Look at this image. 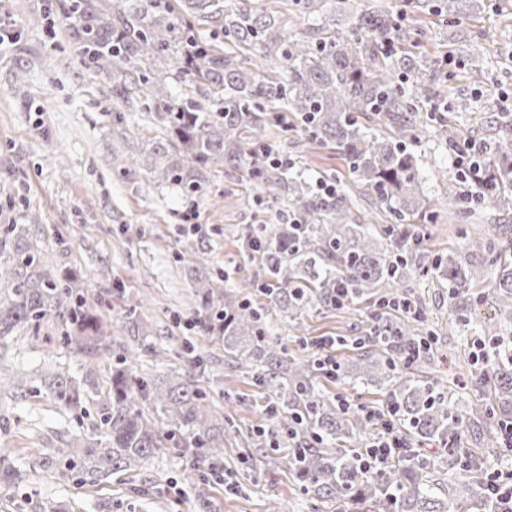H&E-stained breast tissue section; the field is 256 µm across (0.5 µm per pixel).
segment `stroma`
<instances>
[{"mask_svg":"<svg viewBox=\"0 0 512 512\" xmlns=\"http://www.w3.org/2000/svg\"><path fill=\"white\" fill-rule=\"evenodd\" d=\"M69 0H0V13L14 23L19 39L0 58V221L38 215L69 241L58 252L53 239L39 246L58 272L81 275L91 307L112 322L115 342L126 341L122 303L108 292L125 284L141 298L153 335L134 364L143 377H162L183 368L189 355L204 359L197 378L216 415L242 433L265 431L276 448L225 444L216 454L224 473L211 474L207 461L183 456L179 445L161 449L130 474L94 482L34 465L36 453L63 448L71 435L91 431L97 414L64 408L40 390L45 373L59 372L83 381L93 374L99 389L110 385L107 359L80 360L65 348L56 323L38 334L9 337L6 358L23 364L24 389L0 394V458L27 468L17 487L0 485V512H329L307 496L298 480L274 460L289 442L279 421L266 412L272 398L245 370L227 372L217 337L190 328L196 307L189 275L175 254L186 236L203 241L208 272L230 280L250 279L248 299L265 308L269 336L289 359L315 357L314 341L323 336L354 339L370 336L377 320L408 322L407 313L375 297H359L345 306L319 307L291 315L276 302L264 261L245 252L241 227L280 223L278 208L262 199L259 179L243 165H225L209 174V196L188 208L179 190L145 187L142 176L121 174L125 156L144 152L157 134L147 122L131 126L128 147L112 138L107 113L109 84L88 71L76 39L68 35ZM412 26L419 50L432 61L426 109L454 127L461 143L484 148L498 141L512 120V0H470L458 22L415 13ZM265 142L287 158L308 181L335 178L349 199L351 219L383 237L387 211L363 196L346 163L335 150L310 142L303 131L282 133L274 125ZM406 146L418 159L426 195L438 201L437 215L410 225L426 254L449 255L478 266L487 252L468 248L471 236L492 241L512 238V210L491 214L449 211L448 196L462 191L455 177L454 153L427 126ZM409 299L420 303L438 331L432 363L411 367L417 379L442 381L468 405L486 401L483 374L468 364L470 340L458 335L448 314V288L416 273L408 275ZM192 354H185V345ZM326 393L365 408H380L387 392L372 384L351 385L318 378Z\"/></svg>","mask_w":512,"mask_h":512,"instance_id":"1","label":"stroma"}]
</instances>
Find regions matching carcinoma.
<instances>
[{
    "label": "carcinoma",
    "mask_w": 512,
    "mask_h": 512,
    "mask_svg": "<svg viewBox=\"0 0 512 512\" xmlns=\"http://www.w3.org/2000/svg\"><path fill=\"white\" fill-rule=\"evenodd\" d=\"M233 0H73L67 8L70 26L82 41L90 71L112 84V133L127 141V113L139 112L165 138L154 143L147 159V181L177 188L188 204L207 190V171L224 163L249 162L263 181L267 200L288 201L293 224L241 228L244 241L264 239L275 254L269 276L281 287L282 310L298 315L315 305H336L335 288L347 298L375 295L392 301L415 269L448 283V313L468 336L498 337L501 327L471 316V286L492 282L497 315L512 323V264L471 268L454 258L432 260L419 252V239L401 228L405 221L426 218L433 203L421 191L419 165L405 140L426 120L421 115L428 74L420 56L407 50L394 68L382 65L399 45H410L413 31L405 24L407 9L439 17L463 14V0H413L396 10L376 8L367 0L354 15L348 35L315 41L282 33L279 17L256 6L237 9ZM312 17L333 14L348 0H292ZM187 67L193 85L207 89L201 102L188 89L178 96L170 88L165 64ZM277 101L293 114L301 130L320 146L336 150L364 194L385 206L396 223L385 230L387 244L350 219L346 195L328 198L290 172L292 164H267L270 145L257 135L266 124V108ZM371 113L396 124V134L366 132L359 116ZM478 195L456 194L448 204L458 210L476 207L497 211L512 205V133L496 141L484 157ZM7 225L0 235V342L22 328L38 331L54 320L63 326L64 344L77 358L112 361V386L92 394L94 379L77 383L56 375L44 388L61 405L81 409L96 397L99 424L89 435L71 438L62 449L68 468L95 481L136 470L149 455L175 436L185 451L205 454L241 439L234 424L224 426L191 372H175L153 384L135 376L136 347L152 330L142 317V302L113 291L125 302L123 317L130 341L115 346L110 325L92 309L72 278L60 277L43 261L33 232L68 241L46 224ZM204 254L192 240L176 252L178 263L194 267L192 288L199 302L194 323L222 338L224 364L247 369L271 389L273 405L293 448L281 457L288 473L310 485L313 498L328 507L357 504L362 512H459L462 507L486 512L491 504L480 491L481 475L461 473L448 481L432 477V464L407 448L379 473L361 472L360 454L336 441L360 447L367 419L361 409L327 396L314 386L325 375L317 360L290 362L278 345L266 340L259 309L233 292L252 288L246 280L230 283L224 275L198 267ZM423 338L430 330L421 321L409 325L380 322L360 349L358 375L389 382V397L399 416L421 438L448 440L449 471L472 462L471 437L490 419H512V352H502L485 377L492 399L472 408L448 398L440 383H424L402 374L405 359H429ZM26 374L19 366L0 363V389L20 388ZM24 472L0 458V483L19 486Z\"/></svg>",
    "instance_id": "carcinoma-1"
}]
</instances>
